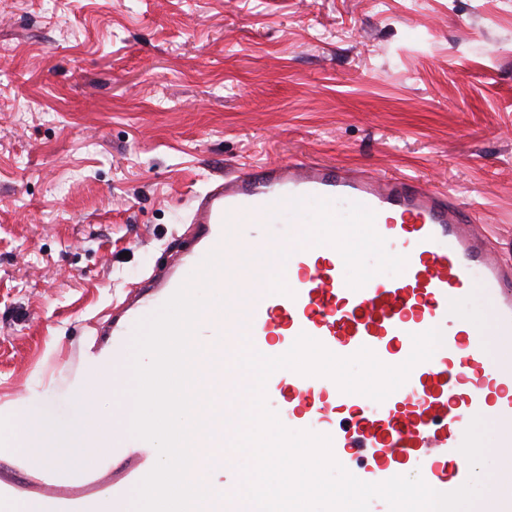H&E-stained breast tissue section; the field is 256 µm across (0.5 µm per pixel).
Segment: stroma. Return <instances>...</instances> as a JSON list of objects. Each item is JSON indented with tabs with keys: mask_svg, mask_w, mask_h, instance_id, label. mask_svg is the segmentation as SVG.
<instances>
[{
	"mask_svg": "<svg viewBox=\"0 0 512 512\" xmlns=\"http://www.w3.org/2000/svg\"><path fill=\"white\" fill-rule=\"evenodd\" d=\"M295 159L442 190L512 262V0H0V405L68 388L211 180Z\"/></svg>",
	"mask_w": 512,
	"mask_h": 512,
	"instance_id": "1",
	"label": "stroma"
}]
</instances>
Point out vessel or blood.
<instances>
[{"label": "vessel or blood", "instance_id": "b4317fda", "mask_svg": "<svg viewBox=\"0 0 512 512\" xmlns=\"http://www.w3.org/2000/svg\"><path fill=\"white\" fill-rule=\"evenodd\" d=\"M345 214L372 225L369 251L337 238ZM188 221V241L96 327L113 359L211 251L271 257L258 283L228 295L224 342L210 345L201 387L221 383L243 398L251 377L233 359L244 336L266 356L286 353L304 333L335 355L366 347L396 366L411 354L413 335L439 329L441 346L384 401L280 369L266 383L268 404L287 428L330 436L335 458L360 480L416 473L443 493L469 481L460 446L471 419L481 417L494 431L480 480L488 491L476 512H512V266L490 255L459 203L411 178L298 160L246 164L213 180L193 197ZM284 222V235L244 230ZM239 467L225 454V498L204 512H247L237 496Z\"/></svg>", "mask_w": 512, "mask_h": 512}]
</instances>
